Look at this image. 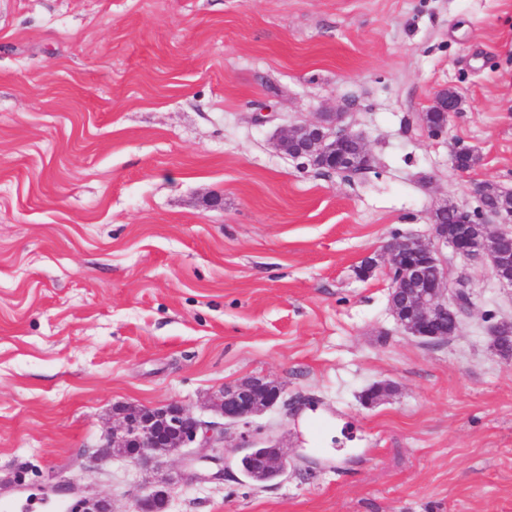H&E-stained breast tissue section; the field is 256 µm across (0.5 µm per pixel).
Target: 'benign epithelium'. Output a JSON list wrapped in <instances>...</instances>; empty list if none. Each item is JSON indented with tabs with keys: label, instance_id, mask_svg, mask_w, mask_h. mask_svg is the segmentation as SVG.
<instances>
[{
	"label": "benign epithelium",
	"instance_id": "benign-epithelium-1",
	"mask_svg": "<svg viewBox=\"0 0 512 512\" xmlns=\"http://www.w3.org/2000/svg\"><path fill=\"white\" fill-rule=\"evenodd\" d=\"M448 102V114L461 111V98L448 89L437 93L432 108ZM347 113L327 112L312 121H301L278 132L276 147L293 160H303L328 174L345 177L362 173L372 167L373 157L363 134L345 124ZM348 142L355 146L354 154H336V145ZM502 192L493 183H482L476 193L480 206L470 212L456 205L443 204L432 215L431 236L428 239L411 236H394L383 246L382 258L390 276L389 310L398 325L407 334L430 343H445L450 335L460 330L462 317L472 310L468 291L450 282L448 266L441 255V248H451L453 254L466 261L487 263L491 277L501 286H512L500 276L502 255L471 244L472 235L503 238L512 242V211L504 213L490 203V197ZM450 212L459 222L471 228L469 234L448 236V227L438 223V216ZM453 319L452 333L439 326ZM512 335V320L498 322L490 331L491 346L505 363L512 362V352L502 351L504 339ZM282 397L281 388L264 378L252 377L234 386H227L214 400L213 408L229 424H237L252 416L275 407ZM118 424L105 444L94 448V457L121 456L135 466L148 465L162 456L187 450L191 467L200 461L219 465L224 455L195 456L188 451L197 443L201 448H219L224 438L213 434L214 426L208 424L182 405L170 402L160 406L126 404L115 408ZM242 447L248 455L256 457V465L266 469L284 470V456L271 457L254 453L255 446L246 440ZM174 488L170 481L160 478L141 499L134 512H165ZM73 512H112L111 503L101 497L81 500L80 508Z\"/></svg>",
	"mask_w": 512,
	"mask_h": 512
}]
</instances>
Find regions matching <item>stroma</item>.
Segmentation results:
<instances>
[{"mask_svg":"<svg viewBox=\"0 0 512 512\" xmlns=\"http://www.w3.org/2000/svg\"><path fill=\"white\" fill-rule=\"evenodd\" d=\"M448 87L437 140L418 115ZM348 97L371 169L276 149ZM483 182L512 190V0H0V512L32 492L134 512L157 472L94 458L114 408L215 422L249 377L282 403L225 426L223 478L167 512H512V364L488 336L512 288L449 257L474 308L427 344L385 265L359 274ZM245 430L280 477L243 473ZM445 100H448V117L446 112H431L429 115V120L433 123L445 122L448 120L449 116L456 113L461 112V98L459 95L448 89H443L437 93L433 100L432 106L429 108L428 112L431 109L440 108Z\"/></svg>","mask_w":512,"mask_h":512,"instance_id":"35a3bbf8","label":"stroma"}]
</instances>
